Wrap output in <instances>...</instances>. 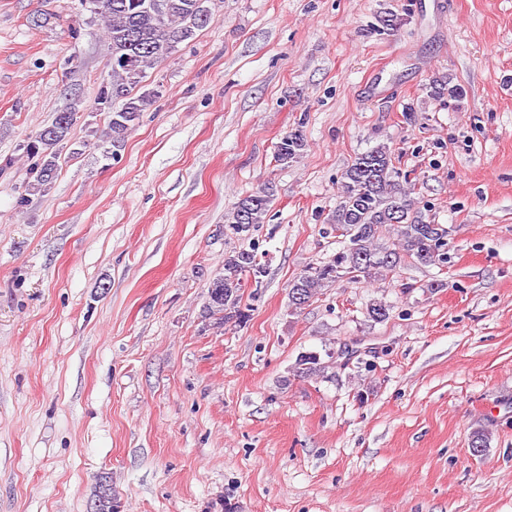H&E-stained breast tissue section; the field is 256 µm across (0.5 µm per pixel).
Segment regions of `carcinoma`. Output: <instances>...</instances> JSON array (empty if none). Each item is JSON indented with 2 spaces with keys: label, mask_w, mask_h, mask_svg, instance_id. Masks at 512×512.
<instances>
[{
  "label": "carcinoma",
  "mask_w": 512,
  "mask_h": 512,
  "mask_svg": "<svg viewBox=\"0 0 512 512\" xmlns=\"http://www.w3.org/2000/svg\"><path fill=\"white\" fill-rule=\"evenodd\" d=\"M111 45L112 82L101 88L98 104L109 110L108 136L118 147L153 103L148 93L132 90L142 81L145 70L167 58L179 44L192 40L207 26L214 0H100ZM123 98L118 109L112 100ZM60 125V117L43 127L25 145L29 157L37 159L35 179L28 185L31 195L45 192L58 169L57 148L68 142L77 121ZM303 125L286 132L275 146L276 162L286 167L306 150ZM407 174L395 165L394 152L383 143L357 155L341 175L336 206L327 218L330 230L347 238L338 252L306 266L289 282V293L298 292L311 301L345 279L350 283L382 281L403 261L422 265L442 260L448 246V227L430 224L403 185ZM273 188L266 185L241 197L224 214V226L241 246L224 255V272L208 287L206 316L222 328L242 325L250 317L244 301L248 278L260 286L266 267L258 258L254 234L267 223ZM393 233L390 244L380 242L384 230ZM316 353L297 358L295 372L307 377L320 372Z\"/></svg>",
  "instance_id": "obj_1"
}]
</instances>
